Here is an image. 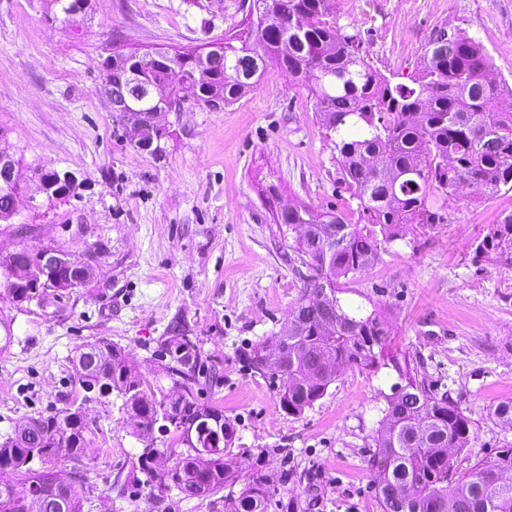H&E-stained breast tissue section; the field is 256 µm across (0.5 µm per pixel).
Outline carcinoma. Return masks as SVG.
<instances>
[{
  "mask_svg": "<svg viewBox=\"0 0 512 512\" xmlns=\"http://www.w3.org/2000/svg\"><path fill=\"white\" fill-rule=\"evenodd\" d=\"M252 0L247 32L212 47L223 55L198 79L196 102L221 108L239 101L273 65L289 80L306 87L327 134L335 137L342 182L359 200L361 220L353 224L341 210L298 208L288 226L313 224L317 234L334 235L340 246L326 254L317 238L299 236L295 252L305 266L301 293L288 318V329L252 346L247 360L262 374L260 353L273 356L270 370L279 380V405L302 414L320 400L349 367H372L383 356L388 338L384 316L342 302L343 282L378 263L384 245L398 239L404 224H443L461 184L492 197L512 190V111L502 107L512 86L499 75L483 44L459 30L448 50L439 47L444 32L425 46L421 61L394 83L359 53L357 37L341 34L333 0ZM180 68L164 62L152 80L178 87L196 75L200 55L177 52ZM141 59L118 53L106 66L105 80L123 83ZM474 257L512 266V213L490 225L474 243ZM88 347L98 359L80 375L87 388L104 385L118 393L134 433L145 443L138 456L148 485L172 488L183 498L215 494L238 481L235 426L224 421V438H215L209 408L199 404L196 344L187 336L168 343L166 372L179 399L171 416L179 428L167 448L153 445L161 411L151 388L133 371L125 351L106 339ZM80 394L65 407L31 417L18 436L0 442V512L41 491L48 481L65 493L39 497L37 512H81L79 489L86 464L82 448L94 428L74 413ZM387 407L374 437L368 463L381 512H512V448L476 462L454 477L448 449L463 450L475 437L469 416L447 394L423 380H412L386 397ZM193 430L194 444L186 443ZM68 451L70 469L52 467L59 449ZM270 487L262 477L239 494L224 496V512H267Z\"/></svg>",
  "mask_w": 512,
  "mask_h": 512,
  "instance_id": "carcinoma-1",
  "label": "carcinoma"
}]
</instances>
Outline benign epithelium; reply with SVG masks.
<instances>
[{"label": "benign epithelium", "instance_id": "benign-epithelium-1", "mask_svg": "<svg viewBox=\"0 0 512 512\" xmlns=\"http://www.w3.org/2000/svg\"><path fill=\"white\" fill-rule=\"evenodd\" d=\"M160 56L150 52L142 56L141 64L129 71L128 81L139 86L141 95L138 98L127 96L124 88L114 87L105 83V92L112 104V109L125 116L130 141L138 149H151L159 144L158 133L162 126L159 117L171 110L167 101L158 99L156 87L149 82ZM17 163L8 152L0 150V192L12 198L19 194L17 178ZM83 183L69 171L42 170L39 173L38 184L29 195L31 208L39 207L37 196L44 199L62 200L78 194ZM91 274L96 270V256L89 254L81 264L73 263L63 253L45 248L39 251L36 261L16 251L7 257L4 265L0 266V288L12 290L24 288L29 281L37 276L48 278V283L58 292L69 291L75 286L72 275H62L65 269Z\"/></svg>", "mask_w": 512, "mask_h": 512}]
</instances>
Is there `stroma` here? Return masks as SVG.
<instances>
[{"label": "stroma", "mask_w": 512, "mask_h": 512, "mask_svg": "<svg viewBox=\"0 0 512 512\" xmlns=\"http://www.w3.org/2000/svg\"><path fill=\"white\" fill-rule=\"evenodd\" d=\"M337 27L358 34L385 74L412 70L438 30L480 40L512 84V0H335ZM243 0H87L66 17L56 0H0V149L19 161L20 213L0 224V259L52 246L98 264L86 285L14 302L0 288V439L27 418L65 405L78 378L79 347L107 339L128 353L157 400L172 383L161 366L168 336L197 344L200 403L222 410L237 436L242 475L275 488L268 512H380L368 459L386 406L418 371L474 423L457 473L512 446V428L492 415L512 399V267L478 262L473 242L503 212L512 191L456 199L448 221L402 238L349 283L348 300L389 321L380 365L346 369L298 416L277 402V382L246 360L251 346L288 323L305 272L296 234L280 210L339 209L359 223V202L341 183L336 149L304 87L271 68L237 103L161 115L163 152L133 147L101 86L113 53L206 51L248 28ZM83 179L79 196L27 207L35 169ZM109 396L90 403L95 432L85 450L82 512H224L223 494L192 499L133 479L141 441Z\"/></svg>", "instance_id": "stroma-1"}]
</instances>
